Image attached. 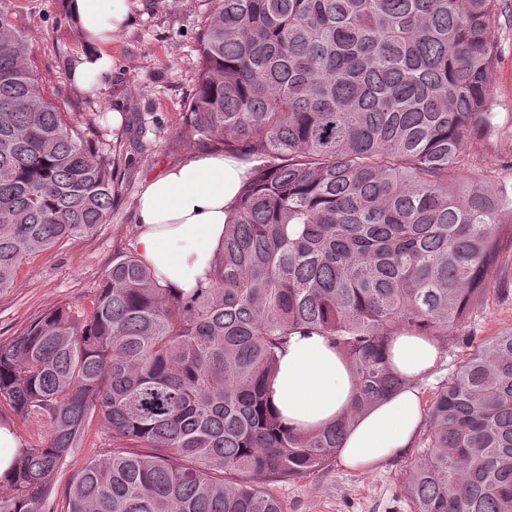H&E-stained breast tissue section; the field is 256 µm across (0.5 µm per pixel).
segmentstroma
Masks as SVG:
<instances>
[{
	"mask_svg": "<svg viewBox=\"0 0 512 512\" xmlns=\"http://www.w3.org/2000/svg\"><path fill=\"white\" fill-rule=\"evenodd\" d=\"M216 5V0H150L149 9L112 42L116 68L111 80L88 92L71 79L84 40L71 21L67 0H14L13 20L28 39L47 95L96 148L120 154L127 174L104 224L23 261L15 287L0 292L1 342L57 304L90 308L113 258L134 243L144 183L190 154L211 152L210 144L189 136L184 113L200 74L197 43ZM491 36L496 50L493 126L468 139L457 174L491 178L512 197V0H497ZM489 280L482 305L442 338L436 368L418 381L424 406H431L470 353L512 330V238L503 237ZM425 437V431H418L411 448L372 472L349 470L335 458L314 474L278 481L269 489L286 512H410L404 482ZM108 444L100 418H92L84 448L68 457L56 478L55 512L65 503L70 479L92 455L106 452Z\"/></svg>",
	"mask_w": 512,
	"mask_h": 512,
	"instance_id": "35a3bbf8",
	"label": "stroma"
}]
</instances>
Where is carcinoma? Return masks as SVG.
Returning <instances> with one entry per match:
<instances>
[{
	"label": "carcinoma",
	"instance_id": "obj_1",
	"mask_svg": "<svg viewBox=\"0 0 512 512\" xmlns=\"http://www.w3.org/2000/svg\"><path fill=\"white\" fill-rule=\"evenodd\" d=\"M497 0H218L186 112L198 140L253 157L210 273L185 293L138 252L112 261L88 312L48 309L0 342V404L46 418L0 512H46L99 415L112 448L70 482L66 512H285L267 484L322 469L348 422L413 382L399 331L445 335L489 291L512 201L457 180L493 123ZM0 0V292L22 260L105 223L119 160L46 97ZM327 337L357 382L309 434L267 407L294 333ZM411 512H512V331L470 354L430 410Z\"/></svg>",
	"mask_w": 512,
	"mask_h": 512
}]
</instances>
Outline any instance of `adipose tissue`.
<instances>
[{
    "label": "adipose tissue",
    "mask_w": 512,
    "mask_h": 512,
    "mask_svg": "<svg viewBox=\"0 0 512 512\" xmlns=\"http://www.w3.org/2000/svg\"><path fill=\"white\" fill-rule=\"evenodd\" d=\"M145 0H68L86 48L71 73L81 89L102 85L113 67L112 39L133 21ZM247 173L241 160L221 153L195 154L144 186L137 204L136 249L161 285L191 291L210 271L224 240V226ZM439 356L429 337L398 333L387 360L416 379ZM349 361L326 337L296 333L279 357L270 383V403L282 422L310 432L343 417L354 393ZM423 408L416 389L402 390L356 418L340 450L344 466L367 473L411 448Z\"/></svg>",
    "instance_id": "obj_1"
}]
</instances>
